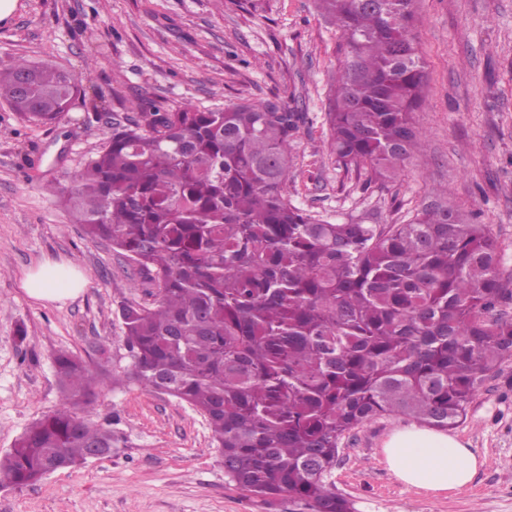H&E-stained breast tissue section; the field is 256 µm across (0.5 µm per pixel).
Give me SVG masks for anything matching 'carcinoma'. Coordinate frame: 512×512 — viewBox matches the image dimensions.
<instances>
[{
    "label": "carcinoma",
    "mask_w": 512,
    "mask_h": 512,
    "mask_svg": "<svg viewBox=\"0 0 512 512\" xmlns=\"http://www.w3.org/2000/svg\"><path fill=\"white\" fill-rule=\"evenodd\" d=\"M318 2L346 47L326 112L331 153L394 178L422 147L414 0ZM78 91L48 62L0 69V100L27 122H57ZM303 120L271 101L162 111L142 99L70 186L47 189L156 283L152 306L124 314L132 374L207 417L228 481L265 501L352 512L328 482L345 435L398 413L454 426L512 360L501 310L512 289L495 241L445 204L407 224H334L291 204ZM55 365L64 405L0 456V488L79 465L92 445L112 453V430L78 412L87 366L65 352Z\"/></svg>",
    "instance_id": "carcinoma-1"
}]
</instances>
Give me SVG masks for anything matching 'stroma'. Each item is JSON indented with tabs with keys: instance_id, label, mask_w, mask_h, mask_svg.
Returning <instances> with one entry per match:
<instances>
[{
	"instance_id": "1",
	"label": "stroma",
	"mask_w": 512,
	"mask_h": 512,
	"mask_svg": "<svg viewBox=\"0 0 512 512\" xmlns=\"http://www.w3.org/2000/svg\"><path fill=\"white\" fill-rule=\"evenodd\" d=\"M423 149L397 177L339 166L325 114L343 61L317 0H17L0 20V68L46 61L82 78L53 126L0 101V455L63 405L53 359L79 356L96 378L81 411L110 425L111 454L37 483L0 489V512H301L288 495L261 502L229 483L208 423L186 402L131 377L123 310L150 306L156 285L110 242L85 234L46 183H68L106 143L100 113L122 120L146 97L164 109L242 99L303 113L288 198L317 218L404 224L438 199L486 225L512 281V0H416ZM64 262L88 282L76 298L37 301L21 281ZM404 415L345 436L331 472L355 512H512V360L491 373L451 435L485 458L471 484L433 494L402 483L382 445Z\"/></svg>"
}]
</instances>
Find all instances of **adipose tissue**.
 <instances>
[{
  "label": "adipose tissue",
  "instance_id": "adipose-tissue-1",
  "mask_svg": "<svg viewBox=\"0 0 512 512\" xmlns=\"http://www.w3.org/2000/svg\"><path fill=\"white\" fill-rule=\"evenodd\" d=\"M51 263L40 264L23 281L27 294L41 301H61L76 296L85 279L67 269L65 283L52 277ZM386 463L404 484L435 493L467 487L484 461L455 437L416 426L394 431L383 445Z\"/></svg>",
  "mask_w": 512,
  "mask_h": 512
}]
</instances>
